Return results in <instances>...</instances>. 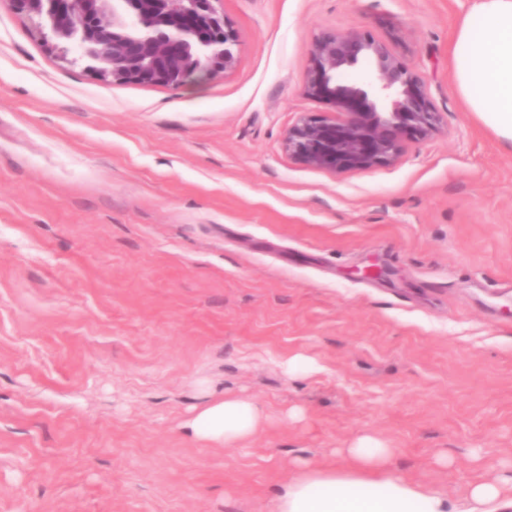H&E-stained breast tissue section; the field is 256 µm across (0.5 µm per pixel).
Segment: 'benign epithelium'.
<instances>
[{
    "label": "benign epithelium",
    "instance_id": "benign-epithelium-1",
    "mask_svg": "<svg viewBox=\"0 0 512 512\" xmlns=\"http://www.w3.org/2000/svg\"><path fill=\"white\" fill-rule=\"evenodd\" d=\"M219 0H11L62 61L75 51L104 80L178 87L230 70L236 38ZM305 91L337 106L336 120L308 115L285 137L288 153L331 172L389 164L404 138L424 139L438 114L421 78L391 44L368 32H324L309 46ZM368 67L362 84L344 73Z\"/></svg>",
    "mask_w": 512,
    "mask_h": 512
}]
</instances>
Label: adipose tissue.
I'll use <instances>...</instances> for the list:
<instances>
[{"label": "adipose tissue", "mask_w": 512, "mask_h": 512, "mask_svg": "<svg viewBox=\"0 0 512 512\" xmlns=\"http://www.w3.org/2000/svg\"><path fill=\"white\" fill-rule=\"evenodd\" d=\"M450 54L468 110L512 142V0H474ZM200 392L184 424L192 440L232 447L262 431L266 415L255 401L205 382ZM340 455L331 464L296 463L277 489L276 512H450L429 482L396 475L391 448L376 438L361 437ZM457 512H512V473L473 482Z\"/></svg>", "instance_id": "1"}]
</instances>
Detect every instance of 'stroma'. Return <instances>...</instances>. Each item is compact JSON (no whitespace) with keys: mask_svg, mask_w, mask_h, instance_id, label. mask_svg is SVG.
<instances>
[{"mask_svg":"<svg viewBox=\"0 0 512 512\" xmlns=\"http://www.w3.org/2000/svg\"><path fill=\"white\" fill-rule=\"evenodd\" d=\"M472 0H221L232 70L61 63L0 0V512H275L370 435L449 503L512 460V143L467 112ZM390 40L436 129L344 172L285 148L321 33ZM301 354L311 371H288ZM264 431L188 441L199 381Z\"/></svg>","mask_w":512,"mask_h":512,"instance_id":"35a3bbf8","label":"stroma"}]
</instances>
